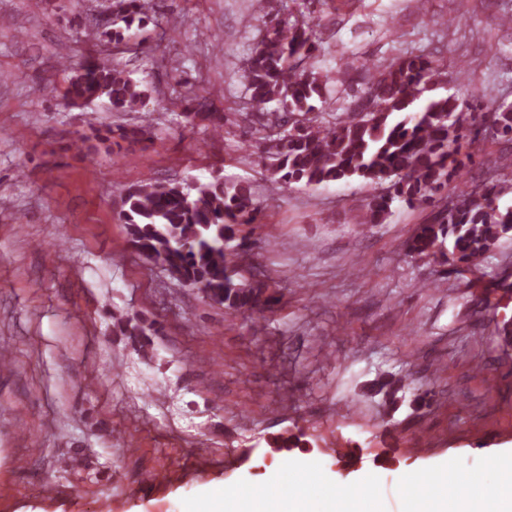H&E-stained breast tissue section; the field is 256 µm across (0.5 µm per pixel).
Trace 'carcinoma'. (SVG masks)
<instances>
[{
  "label": "carcinoma",
  "mask_w": 512,
  "mask_h": 512,
  "mask_svg": "<svg viewBox=\"0 0 512 512\" xmlns=\"http://www.w3.org/2000/svg\"><path fill=\"white\" fill-rule=\"evenodd\" d=\"M255 10L269 18L260 43L243 74L249 103L260 111L265 126L277 130L266 154L269 168L283 184L319 186L363 180L381 188L359 208L360 223L383 224L399 199L410 208L435 209L433 220L420 225L406 242L412 258L441 256L449 264L470 265L484 258L500 239L512 233V204L502 198L508 188L493 178L474 187H448L464 181L475 154L461 152L484 140L480 127L460 122L463 110L475 117L489 111L478 98L463 101L436 92L443 82L440 60L431 52H408L379 70L373 78L372 107L353 103L334 121L320 120L317 103L325 102L329 76L305 67L315 45L304 26L284 27L270 18L271 11ZM116 28L101 36L124 38L123 30L145 28L152 18L138 0H112ZM93 32L88 38L99 36ZM62 98L70 105L87 106L105 98L121 112L139 110L148 97L130 75L110 60L88 63L63 80ZM194 107L182 113L185 125L208 122L219 134L224 116L209 111L208 99L192 98ZM272 102L280 112H268ZM499 139L512 144V107L493 110ZM124 140L147 134L144 126H102L83 138L87 149L112 148L114 132ZM263 211L248 182H211L182 185L149 182L128 187L120 200V219L131 246L146 259L160 264L182 285L198 287L210 301L232 313L254 309L263 285L238 284L234 260L224 241L234 227L252 224Z\"/></svg>",
  "instance_id": "1"
}]
</instances>
